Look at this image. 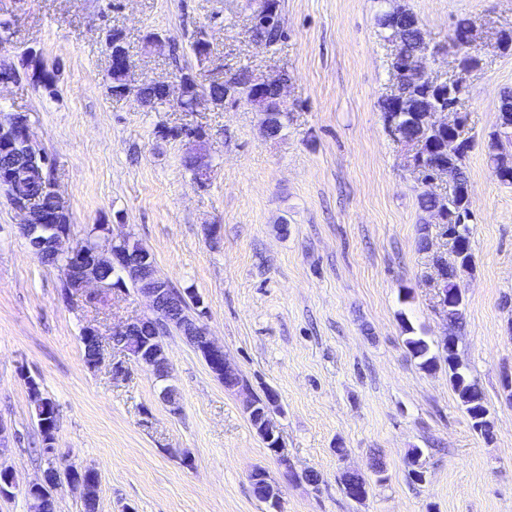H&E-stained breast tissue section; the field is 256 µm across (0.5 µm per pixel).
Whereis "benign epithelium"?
Returning <instances> with one entry per match:
<instances>
[{
  "mask_svg": "<svg viewBox=\"0 0 512 512\" xmlns=\"http://www.w3.org/2000/svg\"><path fill=\"white\" fill-rule=\"evenodd\" d=\"M109 54L112 61L122 67L124 95L134 97L145 109L152 108L154 102H145L140 96V89L145 82L136 84L131 79L132 62L125 44L110 46ZM250 82L251 88L257 91L256 97L263 103H268V100L264 99L259 91L267 84L274 86L275 105L281 106L285 103V76L253 75ZM156 85L162 91L163 99L173 103L182 101L192 91V79L182 74L171 84L158 81ZM432 118L437 127H450L454 130V133L448 136V154L461 151V113L440 109L433 113ZM0 155L9 159V162L0 166V186L13 187L11 204L21 218L20 229L33 250L64 260L62 279L68 284L71 292L85 294L90 299L97 298V294L91 292L93 288L101 292L120 291L125 288L127 280L142 281L144 287L138 289V294L148 302L149 312L135 320L112 326L109 341L112 346L126 352L155 375L158 374L159 365L169 366L163 338L173 322L172 315L184 304L187 292L173 287L169 281L159 277L151 254L134 250L132 237L128 234L116 236L110 232L104 237H91L88 244L76 247L66 245L70 225L60 223V219L68 209L56 183L45 184V189L53 202L50 208L43 207L40 198L29 194V184L33 181H43V169L52 165L53 160L46 153L33 149L25 114L15 112L9 121L0 120ZM180 332L184 333L187 342L202 355L219 380H224L227 374L238 378V381L225 386V389L244 396L243 409L253 429L275 456L283 457L281 437L270 418L273 408L277 405V396L272 394L263 402L257 401L249 385L239 380L241 372L226 357L224 346L218 344L210 335L201 314L183 318ZM83 334L96 343L95 353L90 361L91 367L96 368L103 362L102 336L99 329L93 325L86 327ZM83 473L85 470L81 468H70L63 472L53 466L47 468L42 477L28 487L30 512H42L44 497L53 493L63 481L72 491L78 493L80 498H85L89 488L80 479ZM250 481L251 484L257 483L261 487L260 495L269 512H281L280 488L267 479L266 472L262 469L254 470L250 474Z\"/></svg>",
  "mask_w": 512,
  "mask_h": 512,
  "instance_id": "1",
  "label": "benign epithelium"
}]
</instances>
